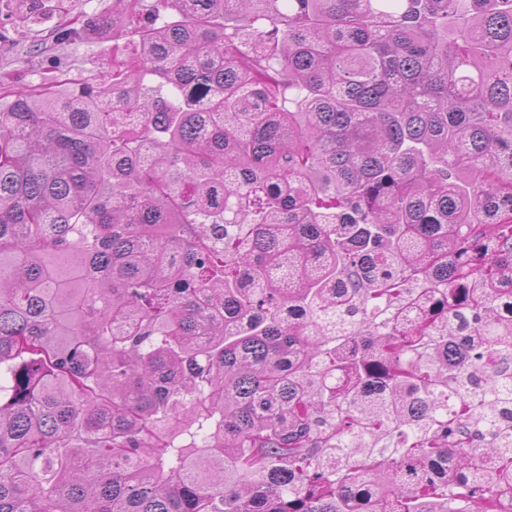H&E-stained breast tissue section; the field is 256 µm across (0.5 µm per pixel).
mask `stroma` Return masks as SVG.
<instances>
[{"label":"stroma","mask_w":512,"mask_h":512,"mask_svg":"<svg viewBox=\"0 0 512 512\" xmlns=\"http://www.w3.org/2000/svg\"><path fill=\"white\" fill-rule=\"evenodd\" d=\"M112 0H39L36 20L23 18L13 0H0V85L27 88L63 71L74 85L102 79L112 68V38L88 28L69 42L57 39L75 20L101 18Z\"/></svg>","instance_id":"obj_1"}]
</instances>
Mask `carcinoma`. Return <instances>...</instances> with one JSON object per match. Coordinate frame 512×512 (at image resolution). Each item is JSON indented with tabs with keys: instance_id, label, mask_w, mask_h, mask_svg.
Masks as SVG:
<instances>
[{
	"instance_id": "carcinoma-1",
	"label": "carcinoma",
	"mask_w": 512,
	"mask_h": 512,
	"mask_svg": "<svg viewBox=\"0 0 512 512\" xmlns=\"http://www.w3.org/2000/svg\"><path fill=\"white\" fill-rule=\"evenodd\" d=\"M114 2L0 88V512H512V0Z\"/></svg>"
}]
</instances>
